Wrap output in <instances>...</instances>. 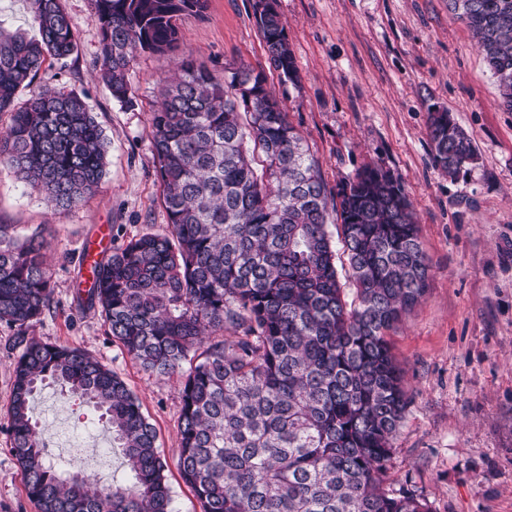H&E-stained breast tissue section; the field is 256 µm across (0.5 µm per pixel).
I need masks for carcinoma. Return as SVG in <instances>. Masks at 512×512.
<instances>
[{"instance_id": "carcinoma-1", "label": "carcinoma", "mask_w": 512, "mask_h": 512, "mask_svg": "<svg viewBox=\"0 0 512 512\" xmlns=\"http://www.w3.org/2000/svg\"><path fill=\"white\" fill-rule=\"evenodd\" d=\"M26 2L38 37L0 22V112L12 113L0 163L69 209L102 180L105 136L78 93L34 86L46 57L70 56L76 39L61 0ZM448 2L512 109V0ZM207 3L91 0L114 100L137 104L134 58L175 50L179 22ZM256 23L271 64L295 82L280 15L259 12ZM246 83L249 106L234 94ZM161 96L150 143L167 227L91 259L86 303L144 370L179 378L178 466L201 512H431L424 497L386 485L409 405L388 333L424 298L430 271L405 189L380 167L329 189L275 96L244 67L224 77L184 60ZM428 131L446 172L475 160L450 113H430ZM47 246L37 230L21 237L0 224V323L23 331L50 310ZM224 330L232 342L214 340ZM49 379L100 412L127 483L100 486L53 461L32 414ZM8 428L37 512H173L155 428L124 380L87 352L25 342Z\"/></svg>"}]
</instances>
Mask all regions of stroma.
Listing matches in <instances>:
<instances>
[{
    "label": "stroma",
    "instance_id": "stroma-1",
    "mask_svg": "<svg viewBox=\"0 0 512 512\" xmlns=\"http://www.w3.org/2000/svg\"><path fill=\"white\" fill-rule=\"evenodd\" d=\"M298 80L280 78L258 32V0H209L186 17L179 49L141 55L130 69L135 107L99 79L100 32L90 0H61L77 33L63 60L47 58L35 85L82 95L110 143L106 174L80 205L61 210L0 163V224L42 230L54 296L25 335L80 348L115 371L154 425L174 512H200L179 475L177 377L145 372L77 306L80 254L111 233L159 232L168 218L150 145L162 79L183 59L216 74L243 66L262 77L318 160L328 187L367 167L389 171L409 195L431 260L424 299L390 333L410 404L394 440L392 489L423 496L432 512H512V110L471 30L448 0H275ZM450 112L470 136L473 163L451 176L433 159L430 112ZM0 323V512H36L10 450L7 412L20 347ZM33 415L54 460L123 480L122 453L92 407L49 384Z\"/></svg>",
    "mask_w": 512,
    "mask_h": 512
}]
</instances>
